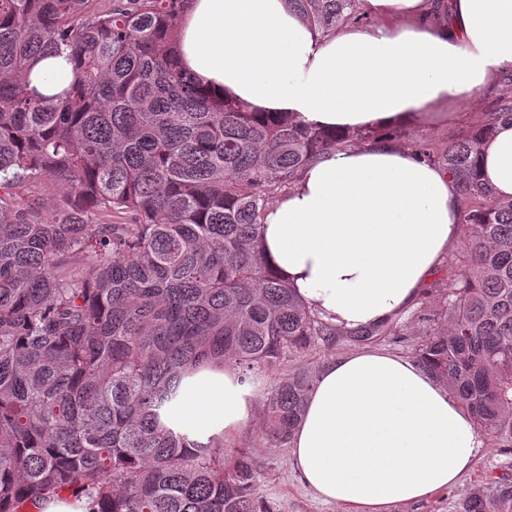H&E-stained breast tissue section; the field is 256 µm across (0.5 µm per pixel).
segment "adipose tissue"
Wrapping results in <instances>:
<instances>
[{"label": "adipose tissue", "instance_id": "ef3b65f1", "mask_svg": "<svg viewBox=\"0 0 512 512\" xmlns=\"http://www.w3.org/2000/svg\"><path fill=\"white\" fill-rule=\"evenodd\" d=\"M372 24L323 33L288 0H189L182 67L217 96L336 130L416 125L512 68V0H360ZM65 56L34 60L47 97L73 81ZM481 175L512 198V123L483 146ZM460 191L439 166L376 140L322 154L265 211L264 254L306 307L355 329L412 305L459 240ZM254 396L230 367L186 375L163 424L234 440ZM480 446L471 416L422 365L382 351L318 372L292 441L301 481L343 512H388L458 484Z\"/></svg>", "mask_w": 512, "mask_h": 512}]
</instances>
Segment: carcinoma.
I'll use <instances>...</instances> for the list:
<instances>
[{
    "label": "carcinoma",
    "instance_id": "obj_1",
    "mask_svg": "<svg viewBox=\"0 0 512 512\" xmlns=\"http://www.w3.org/2000/svg\"><path fill=\"white\" fill-rule=\"evenodd\" d=\"M187 0H0V512L82 496L94 512H273L246 447L191 443L160 411L203 364L257 388L263 435L290 443L316 372L282 367L339 342L422 330L420 365L478 433L512 448V199L478 177L512 103L448 146L465 252L432 308L346 330L309 310L264 257L266 208L324 152L362 137L221 100L182 69ZM325 31L358 0H289ZM65 53L54 100L31 63ZM63 193L47 213L42 195ZM457 512H512V480L471 487Z\"/></svg>",
    "mask_w": 512,
    "mask_h": 512
}]
</instances>
